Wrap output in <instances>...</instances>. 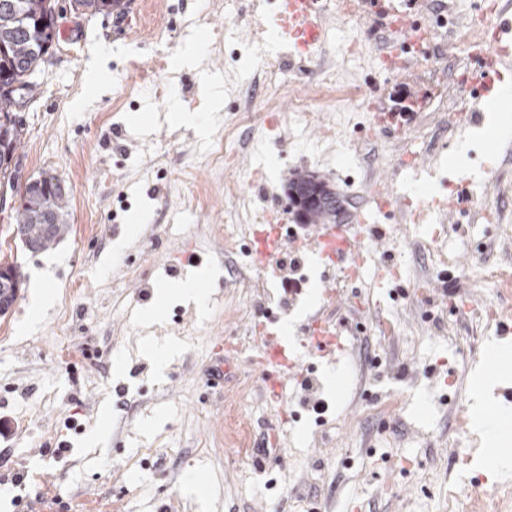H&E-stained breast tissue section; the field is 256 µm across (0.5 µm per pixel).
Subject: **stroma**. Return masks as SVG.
<instances>
[{
  "instance_id": "obj_1",
  "label": "stroma",
  "mask_w": 512,
  "mask_h": 512,
  "mask_svg": "<svg viewBox=\"0 0 512 512\" xmlns=\"http://www.w3.org/2000/svg\"><path fill=\"white\" fill-rule=\"evenodd\" d=\"M482 4L426 0L421 19L447 23L419 56L425 101L402 131L353 149L350 129L324 109L317 72L336 70L366 122V77L388 111L406 87L384 74L382 33L360 12L336 7L326 44L292 64L269 44L268 0H128L124 15L108 17L75 16L58 0L60 38L22 113L15 161L19 179L51 172L72 186L69 231L32 253L0 208V262H19L23 275L0 315V419L11 428L0 434V512H488L512 487V463H485L499 429L476 424L495 403L512 421L502 395L512 340L499 337L512 322V151H487L482 127L448 130L480 71L467 37ZM227 28L237 35L231 58L218 38ZM194 40L198 64L181 62ZM267 63L289 79L270 100L259 92ZM299 96L310 112L301 127L279 109ZM244 98L245 121L233 108ZM176 108L198 113L199 126L170 121ZM228 135L237 151L214 165L207 149ZM404 154L435 158L390 186L396 197L419 192L424 220L400 209L377 219L380 243L359 228L369 267L331 314L343 356L318 368L311 391L286 377L275 402L250 356L264 324L261 272L225 253V213L274 216L287 207V181L312 171L351 200L350 223L365 213L374 176ZM463 179L473 200L450 210ZM228 182L239 196L225 195ZM299 262L302 293L274 290L292 340L325 305L323 278L342 277L311 253ZM193 273L206 292L200 309L176 294ZM44 283L57 299L36 316ZM159 301L163 321L147 327ZM360 320L367 335L354 330ZM147 330L178 341L165 365L143 350ZM260 448L263 473L251 460Z\"/></svg>"
}]
</instances>
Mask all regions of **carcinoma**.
Segmentation results:
<instances>
[{
    "mask_svg": "<svg viewBox=\"0 0 512 512\" xmlns=\"http://www.w3.org/2000/svg\"><path fill=\"white\" fill-rule=\"evenodd\" d=\"M57 5L58 0H0V74L6 75L0 82V128L12 132L10 151L0 154V185L11 191L16 180L12 161L23 135L13 98L21 94L34 97L36 89L27 82L28 76L41 68L53 44L50 33L35 36L31 23L44 20L46 27L53 28ZM70 7L91 14H119L125 8V0H70ZM69 201L70 198L51 192L30 195L15 209L13 219L19 225L38 224L40 217L51 212L62 225Z\"/></svg>",
    "mask_w": 512,
    "mask_h": 512,
    "instance_id": "cac0c4a2",
    "label": "carcinoma"
}]
</instances>
